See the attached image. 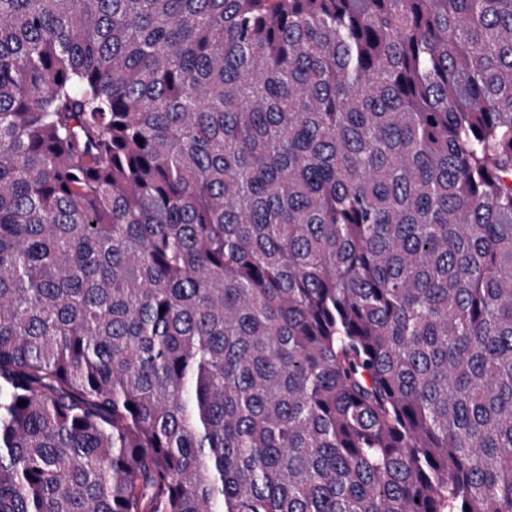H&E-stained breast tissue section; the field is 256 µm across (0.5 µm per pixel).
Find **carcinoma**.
Listing matches in <instances>:
<instances>
[{
  "mask_svg": "<svg viewBox=\"0 0 512 512\" xmlns=\"http://www.w3.org/2000/svg\"><path fill=\"white\" fill-rule=\"evenodd\" d=\"M0 512H512V0H0Z\"/></svg>",
  "mask_w": 512,
  "mask_h": 512,
  "instance_id": "1",
  "label": "carcinoma"
}]
</instances>
